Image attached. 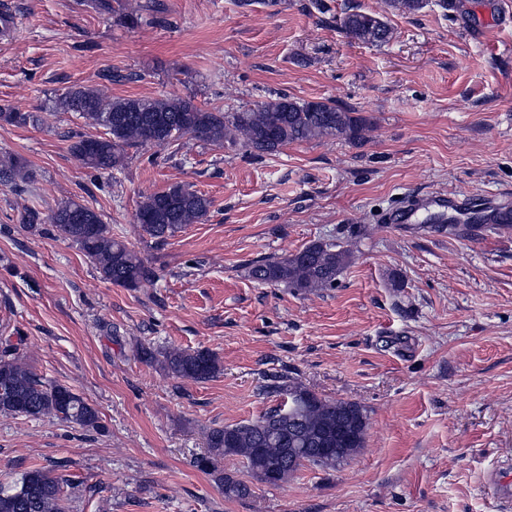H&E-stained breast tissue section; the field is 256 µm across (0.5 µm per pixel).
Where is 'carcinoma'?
I'll return each instance as SVG.
<instances>
[{
	"label": "carcinoma",
	"instance_id": "1",
	"mask_svg": "<svg viewBox=\"0 0 512 512\" xmlns=\"http://www.w3.org/2000/svg\"><path fill=\"white\" fill-rule=\"evenodd\" d=\"M429 0H387L388 9L402 15L420 12ZM340 28L350 39L381 45L391 38V28L381 18L355 7L340 18ZM57 109L76 112L85 121L104 129L99 137L74 135L70 151L80 164L98 173L124 165L127 149L163 147L184 137L216 144L240 141L256 156L274 155L297 142L322 138L363 141L368 118L346 107L322 101H297L280 95L254 108L226 115L200 107L190 98L113 99L93 87L77 86L57 101ZM27 176L15 157L0 161V183ZM212 201L190 187L176 183L167 190L144 197L137 212L140 230L154 239H166L189 224L201 222ZM56 233L78 246L106 280L135 289L154 277L134 250L112 237L107 225L90 207L73 199L60 203L49 216ZM352 260V253L335 243H313L290 256L262 258L248 268L259 283L279 284L300 292L336 287L338 276ZM140 358L176 378L205 382L220 371L219 359L208 350L158 351L138 345ZM285 406L273 408L254 421L206 431V452L194 466L215 475L229 497L252 495L248 483L224 474V458L238 456L253 481L285 483L307 465L326 469L336 462L320 456L316 438L345 430L333 447L346 448L343 462L364 446L368 421L366 409L355 401L322 397L301 382L288 380ZM0 414L52 417L85 429L102 428L97 410L67 387L43 382L17 348L0 352ZM67 475L58 469L37 468L22 474L12 487L0 486V512H67L63 496Z\"/></svg>",
	"mask_w": 512,
	"mask_h": 512
}]
</instances>
